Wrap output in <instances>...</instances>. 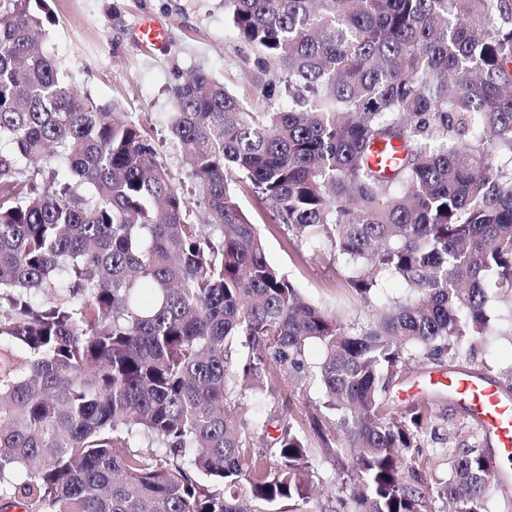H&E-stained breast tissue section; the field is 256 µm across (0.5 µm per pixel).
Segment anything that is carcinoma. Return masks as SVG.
Wrapping results in <instances>:
<instances>
[{
    "label": "carcinoma",
    "mask_w": 512,
    "mask_h": 512,
    "mask_svg": "<svg viewBox=\"0 0 512 512\" xmlns=\"http://www.w3.org/2000/svg\"><path fill=\"white\" fill-rule=\"evenodd\" d=\"M0 0V512H256L309 498L314 464L248 400L276 371L311 415L334 512H487L490 450L416 466L428 408H388L402 372L473 350L512 304V0H224L261 107L199 69L170 132L204 206L142 125L60 77L49 15ZM401 144L390 173L375 144ZM254 194L358 272L366 325L303 301L242 209ZM322 360L313 371L306 346Z\"/></svg>",
    "instance_id": "1"
}]
</instances>
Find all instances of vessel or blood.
Segmentation results:
<instances>
[{"mask_svg": "<svg viewBox=\"0 0 512 512\" xmlns=\"http://www.w3.org/2000/svg\"><path fill=\"white\" fill-rule=\"evenodd\" d=\"M141 48H153L168 40L167 26L144 19L136 27ZM448 389L467 407L488 437L494 438L500 455H512V398L504 395L493 381L467 372H452Z\"/></svg>", "mask_w": 512, "mask_h": 512, "instance_id": "vessel-or-blood-1", "label": "vessel or blood"}]
</instances>
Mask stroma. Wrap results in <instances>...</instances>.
<instances>
[{"mask_svg":"<svg viewBox=\"0 0 512 512\" xmlns=\"http://www.w3.org/2000/svg\"><path fill=\"white\" fill-rule=\"evenodd\" d=\"M49 6L46 48L61 79L97 104L117 107L140 121L153 135L160 161L186 196L194 197L187 167L169 131L171 86L178 78L204 69L223 78L248 105L262 101L253 84L248 50L229 35L224 0H49ZM146 16L165 19L171 31L165 46L148 53L132 36L135 25ZM240 202L265 239L268 260L289 276L306 301L351 321L372 318L375 303L353 295L346 284L350 270L336 260L330 243L315 248L297 239L286 226L275 223L253 195H242ZM445 369L476 371L502 386L512 385V336H492L476 353L463 351L442 365L407 371L394 386L396 405L412 400L431 404L436 434L424 441L429 461L420 470L432 486L447 479L455 449L485 443L476 422L434 385V378ZM320 397L317 384L297 389L276 374L252 407L263 417L293 424L306 440L316 461V479L323 484L334 475L332 462L308 420L310 407Z\"/></svg>","mask_w":512,"mask_h":512,"instance_id":"35a3bbf8","label":"stroma"}]
</instances>
